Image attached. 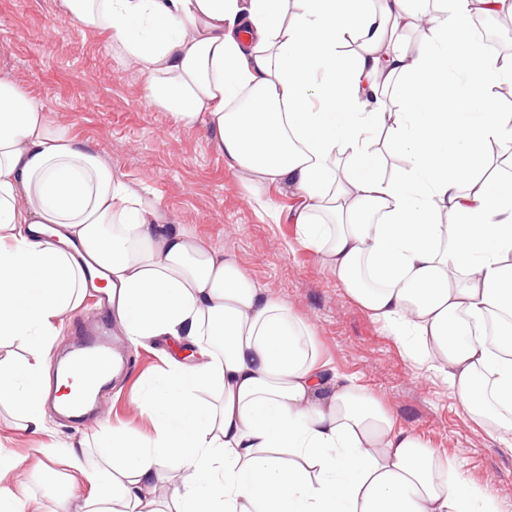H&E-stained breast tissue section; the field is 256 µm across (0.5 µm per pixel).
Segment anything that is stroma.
<instances>
[{"label":"stroma","instance_id":"1","mask_svg":"<svg viewBox=\"0 0 512 512\" xmlns=\"http://www.w3.org/2000/svg\"><path fill=\"white\" fill-rule=\"evenodd\" d=\"M103 28L82 27L58 0H0V74L13 79L45 109L49 125L109 160L125 181L145 187L172 223L210 248L235 256L267 295L307 323L324 360L358 379L386 408L398 428L418 436L458 467L467 484L491 492L512 512V446L472 418L438 381L418 374L400 343L338 282L316 250L300 242L295 224L277 223L295 198L269 186L272 207L258 209L237 169L215 152L203 128H179L144 98L138 67L120 61ZM126 368L101 402L99 415L80 424L60 416L56 441L94 449L104 431L150 432L140 397L152 388L168 359L190 362L188 349L171 339L142 347L121 343ZM40 436L23 431L0 407V443L22 459L17 483L51 512L53 501L35 467Z\"/></svg>","mask_w":512,"mask_h":512}]
</instances>
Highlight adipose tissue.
<instances>
[{
	"instance_id": "obj_1",
	"label": "adipose tissue",
	"mask_w": 512,
	"mask_h": 512,
	"mask_svg": "<svg viewBox=\"0 0 512 512\" xmlns=\"http://www.w3.org/2000/svg\"><path fill=\"white\" fill-rule=\"evenodd\" d=\"M59 3L108 30L148 104L203 125L249 185L292 191L284 223L417 371L512 441V111L492 94L512 53L487 54L470 27L512 0ZM77 245L121 335L189 344L194 362L143 395L149 436L106 434L93 461L67 451L59 512H501L331 372L232 254L0 75V343L24 352L0 358V406L46 438L50 348L88 286ZM38 453L51 467L57 445Z\"/></svg>"
}]
</instances>
